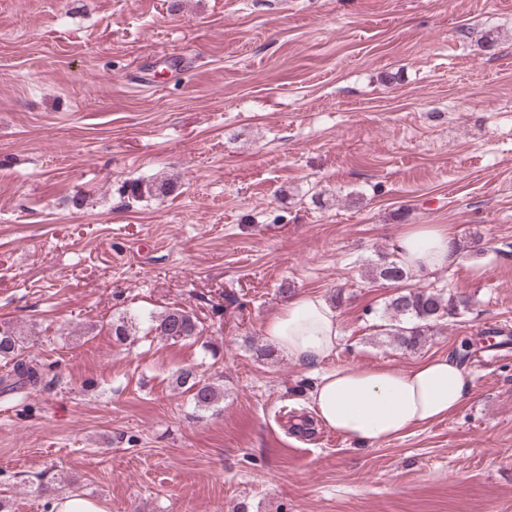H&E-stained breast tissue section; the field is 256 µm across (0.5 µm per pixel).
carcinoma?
I'll use <instances>...</instances> for the list:
<instances>
[{
  "label": "carcinoma",
  "instance_id": "obj_1",
  "mask_svg": "<svg viewBox=\"0 0 512 512\" xmlns=\"http://www.w3.org/2000/svg\"><path fill=\"white\" fill-rule=\"evenodd\" d=\"M171 190L168 182L141 181L132 183L130 192L134 198L166 195ZM380 279L392 284L403 283L410 277L396 253L383 256V262L377 266ZM460 314L454 296H445L433 289L409 288L395 293L386 305L387 323L379 334L390 339L396 347L405 351L418 349L426 336L443 319ZM149 332L174 342L197 338L202 335L199 321L191 312L182 308H169L157 315L149 316ZM135 321L126 316L112 323V333L119 342L130 336ZM30 348L28 337L7 324H0V358L12 363L14 380L0 379V389L5 392L35 390L42 381L41 364L36 358L24 355ZM177 386L189 394L190 401L197 410L221 411L224 391L215 382L192 369H182L176 377Z\"/></svg>",
  "mask_w": 512,
  "mask_h": 512
}]
</instances>
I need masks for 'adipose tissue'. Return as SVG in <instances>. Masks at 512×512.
Masks as SVG:
<instances>
[{
  "mask_svg": "<svg viewBox=\"0 0 512 512\" xmlns=\"http://www.w3.org/2000/svg\"><path fill=\"white\" fill-rule=\"evenodd\" d=\"M416 274L454 266L460 251L450 228L421 224L397 243ZM265 338L294 360L331 359L343 332L335 309L322 296L300 293L269 316ZM471 384L452 355L422 360L409 368L345 366L324 372L309 393L318 419L359 445L401 436L408 429L443 419L467 398Z\"/></svg>",
  "mask_w": 512,
  "mask_h": 512,
  "instance_id": "1",
  "label": "adipose tissue"
}]
</instances>
